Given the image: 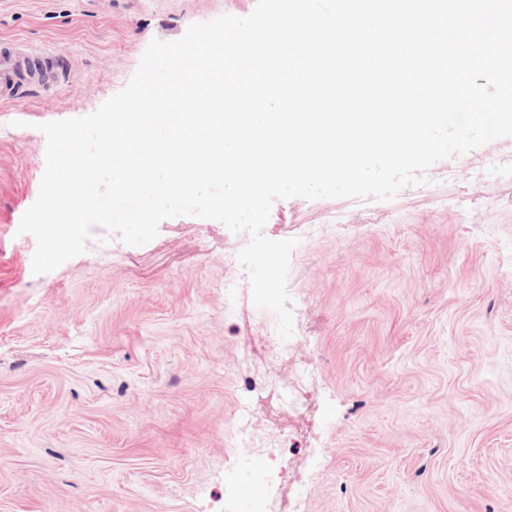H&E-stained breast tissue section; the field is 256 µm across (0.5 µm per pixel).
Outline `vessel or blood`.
I'll use <instances>...</instances> for the list:
<instances>
[{
  "label": "vessel or blood",
  "instance_id": "obj_1",
  "mask_svg": "<svg viewBox=\"0 0 512 512\" xmlns=\"http://www.w3.org/2000/svg\"><path fill=\"white\" fill-rule=\"evenodd\" d=\"M69 70L48 49L36 48L19 39L0 41V102L9 103L31 88L55 87Z\"/></svg>",
  "mask_w": 512,
  "mask_h": 512
}]
</instances>
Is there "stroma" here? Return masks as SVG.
I'll use <instances>...</instances> for the list:
<instances>
[{
  "instance_id": "35a3bbf8",
  "label": "stroma",
  "mask_w": 512,
  "mask_h": 512,
  "mask_svg": "<svg viewBox=\"0 0 512 512\" xmlns=\"http://www.w3.org/2000/svg\"><path fill=\"white\" fill-rule=\"evenodd\" d=\"M256 0H0V40L65 57L68 81L0 104V512H286L228 454L240 403L305 481L304 512H512V182L483 181L512 137L431 166L387 201L294 197L263 234L293 238L294 407L255 398L253 354L276 315L225 270L246 237L194 216L128 246L103 227L36 275L19 233L38 196L39 124L120 91L152 39L248 16ZM348 223H340V216ZM237 284L224 292V275Z\"/></svg>"
}]
</instances>
